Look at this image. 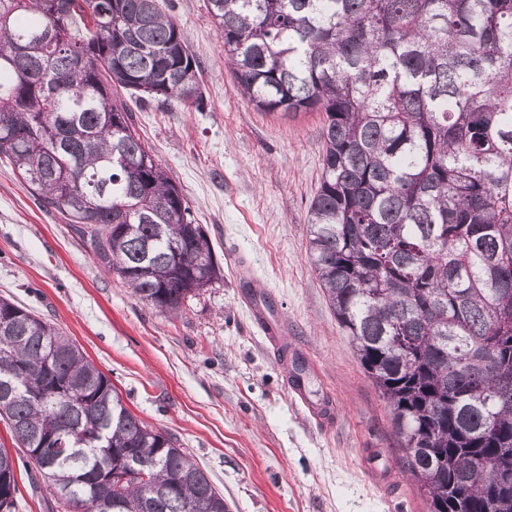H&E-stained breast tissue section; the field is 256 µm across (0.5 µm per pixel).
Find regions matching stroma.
I'll return each mask as SVG.
<instances>
[{
    "instance_id": "1",
    "label": "stroma",
    "mask_w": 512,
    "mask_h": 512,
    "mask_svg": "<svg viewBox=\"0 0 512 512\" xmlns=\"http://www.w3.org/2000/svg\"><path fill=\"white\" fill-rule=\"evenodd\" d=\"M200 60L206 108L132 104L146 147L186 195L224 277L168 316L135 299L57 212L0 162V296L54 322L125 406L177 439L229 512H426L401 469L388 410L338 326L307 250L322 173L323 112L244 100L208 0H164ZM261 286L321 427L242 299ZM288 389L301 402L310 418H312L317 424L328 426L333 422L335 414L334 408L331 404L327 402H311L307 398L303 387L297 385L293 381L288 380Z\"/></svg>"
}]
</instances>
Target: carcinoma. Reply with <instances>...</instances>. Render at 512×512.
Returning <instances> with one entry per match:
<instances>
[{
  "label": "carcinoma",
  "instance_id": "1",
  "mask_svg": "<svg viewBox=\"0 0 512 512\" xmlns=\"http://www.w3.org/2000/svg\"><path fill=\"white\" fill-rule=\"evenodd\" d=\"M209 9L244 99L325 114L308 252L428 512H512V0ZM122 92L205 108L159 0H0V161L174 313L223 274ZM3 315L0 363L21 379L0 375V417L62 512H228L55 324L6 297ZM18 492L0 447V512Z\"/></svg>",
  "mask_w": 512,
  "mask_h": 512
}]
</instances>
